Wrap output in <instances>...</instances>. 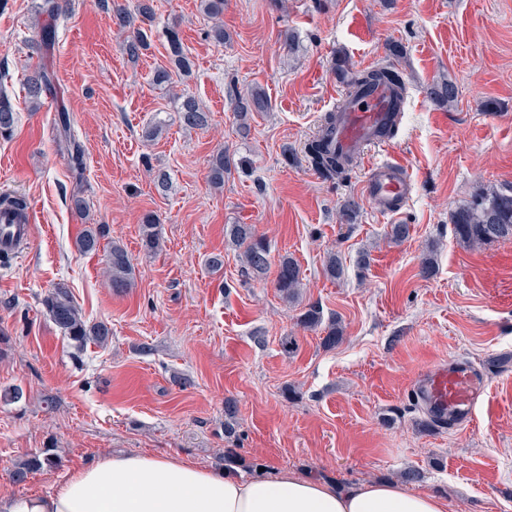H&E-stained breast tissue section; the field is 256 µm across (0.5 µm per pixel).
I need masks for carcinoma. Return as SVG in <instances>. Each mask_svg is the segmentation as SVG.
Instances as JSON below:
<instances>
[{"mask_svg": "<svg viewBox=\"0 0 512 512\" xmlns=\"http://www.w3.org/2000/svg\"><path fill=\"white\" fill-rule=\"evenodd\" d=\"M200 11L213 22L209 36L217 43H224V0H200ZM59 13L57 0H43L38 14L35 15L34 25L39 29L38 49L47 52L54 47L57 38L55 25L50 22ZM147 35L138 30L125 43V51L131 58L139 57L140 50L147 47ZM170 51L175 65L183 70L189 69V60L183 54L182 44L177 32L169 33ZM351 86L361 88L376 84H392L405 87L402 75L389 64L380 65L367 70H351L347 72ZM26 93L31 108L39 107L42 96L52 93L55 84L54 77L46 68H38L26 78ZM429 95L436 101L448 105L457 99L456 85L443 80L433 84ZM180 99V120L190 129H203L210 125L211 114L204 105L189 94H182ZM268 100L261 90L253 89L246 94H238L235 112L240 121V129L249 128L248 121L255 112H265ZM17 112L8 95L0 92V137L12 136L17 124ZM336 121V114L330 112L325 116L320 133L308 143L307 156L311 164L321 174L327 177H340L346 172L342 158L331 152L326 145ZM57 126L61 141L71 153L76 179L80 180L84 173V160L81 144L74 134L70 116L65 109L58 110ZM238 162L224 150L212 156L208 170V180L212 188H224V174ZM454 233L460 241L472 245H484L498 239L512 237V188L500 190L487 187L480 190L470 201L458 206L450 215ZM102 232L88 229L76 241V249L81 253H93L98 250ZM230 243L242 250L241 258L244 264L243 273H262L269 266V248L265 240L256 235L251 224H232L227 230ZM142 244L150 252L157 250L160 244L159 221L148 214L141 224ZM106 273L112 288L124 291L134 286V270L126 250L117 244L110 247L106 260ZM302 285L298 263L290 256L283 255L277 266L274 286L283 298L289 300L295 297ZM42 305L47 314L67 338L75 355H80L88 344H105L110 336L109 328L103 323L90 324L73 300L69 289L58 286L43 297ZM59 464V458L52 448L27 457L15 464L11 471L13 483L21 485L28 476L51 469Z\"/></svg>", "mask_w": 512, "mask_h": 512, "instance_id": "obj_1", "label": "carcinoma"}]
</instances>
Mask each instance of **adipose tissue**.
I'll return each instance as SVG.
<instances>
[{"mask_svg":"<svg viewBox=\"0 0 512 512\" xmlns=\"http://www.w3.org/2000/svg\"><path fill=\"white\" fill-rule=\"evenodd\" d=\"M439 495L392 481L345 492L284 472L245 479L153 454L109 455L47 495L0 497V512H447Z\"/></svg>","mask_w":512,"mask_h":512,"instance_id":"1","label":"adipose tissue"}]
</instances>
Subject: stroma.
<instances>
[{
	"mask_svg": "<svg viewBox=\"0 0 512 512\" xmlns=\"http://www.w3.org/2000/svg\"><path fill=\"white\" fill-rule=\"evenodd\" d=\"M39 2L0 0V88L18 113L12 137L0 138V194H23L39 215L25 260L0 257V389L26 394L0 400V495L48 494L115 452L222 469L231 448L229 466L249 479L288 472L346 490L416 469L412 490L443 496L448 512H512V370L495 363L512 357V239L470 246L450 222L480 188L512 186V0H227L221 44L208 38L199 0H154L135 60L112 14L135 12L137 0H59L47 53L32 25ZM172 29L189 70L171 59ZM343 61L392 64L405 82L401 125L370 156H396L414 178L397 216L368 206L364 168L327 179L306 156L325 114L344 101ZM40 65L56 92L34 112L23 83ZM162 68L171 74L161 83ZM443 79L459 91L450 106L427 94ZM255 86L270 109L243 135L234 98ZM183 90L210 111L208 128L181 124ZM62 106L85 149L79 187L57 147ZM154 126L161 134L147 136ZM221 149L241 164L217 191L207 170ZM161 172L171 182L164 193L154 185ZM76 190L88 218L70 205ZM349 200L357 209L346 217ZM148 214L160 221L155 252L141 240ZM394 223L409 226L408 239L392 240ZM229 224L254 225L271 269L243 274L225 241ZM89 228L102 229L101 249L82 255L75 241ZM114 243L135 268L122 295L104 273ZM331 252L344 265L336 280L324 272ZM285 254L303 277L292 301L274 286ZM216 255L223 264L214 269ZM427 256L435 271L424 278ZM59 285L88 323L111 328L106 345L73 358L41 303ZM312 305L338 322L336 347L301 325ZM450 358L481 370L487 385L474 423L453 431L427 425L412 394L422 370ZM47 447L60 466L13 484V464Z\"/></svg>",
	"mask_w": 512,
	"mask_h": 512,
	"instance_id": "1",
	"label": "stroma"
}]
</instances>
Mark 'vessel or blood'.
Segmentation results:
<instances>
[{
  "instance_id": "b4317fda",
  "label": "vessel or blood",
  "mask_w": 512,
  "mask_h": 512,
  "mask_svg": "<svg viewBox=\"0 0 512 512\" xmlns=\"http://www.w3.org/2000/svg\"><path fill=\"white\" fill-rule=\"evenodd\" d=\"M394 86L379 84L367 91L352 90L345 105L336 114V127L329 146L355 166H366L365 197L377 212L398 213L408 202L413 179L409 170L396 159L367 164L371 149L387 146L382 129L398 123L403 105ZM35 209L23 216L0 208V251L15 253L17 241H29ZM485 390V379L470 363L452 360L430 365L413 385V394L432 417L460 426L471 424Z\"/></svg>"
}]
</instances>
